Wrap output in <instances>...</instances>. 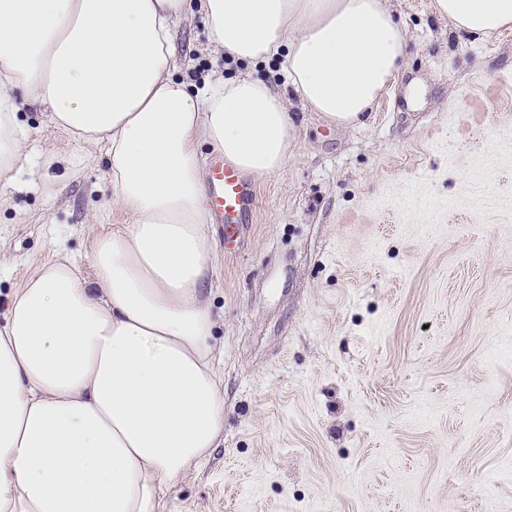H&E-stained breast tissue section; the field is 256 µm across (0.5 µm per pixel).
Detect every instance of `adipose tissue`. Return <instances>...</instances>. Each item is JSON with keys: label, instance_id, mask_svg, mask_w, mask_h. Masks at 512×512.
<instances>
[{"label": "adipose tissue", "instance_id": "adipose-tissue-1", "mask_svg": "<svg viewBox=\"0 0 512 512\" xmlns=\"http://www.w3.org/2000/svg\"><path fill=\"white\" fill-rule=\"evenodd\" d=\"M216 49L284 55L304 109L355 124L395 81L407 37L390 0H198ZM189 0H0V184L26 142L12 90L73 139L108 146L111 203L133 217L94 240L92 278L67 253L0 319V512H160L163 489L224 430L213 251L198 147L254 178L283 170L285 97L246 76L189 91L173 28ZM452 28H512V0H432Z\"/></svg>", "mask_w": 512, "mask_h": 512}]
</instances>
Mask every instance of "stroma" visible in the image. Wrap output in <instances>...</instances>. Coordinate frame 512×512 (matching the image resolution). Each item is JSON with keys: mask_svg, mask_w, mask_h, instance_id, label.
I'll use <instances>...</instances> for the list:
<instances>
[{"mask_svg": "<svg viewBox=\"0 0 512 512\" xmlns=\"http://www.w3.org/2000/svg\"><path fill=\"white\" fill-rule=\"evenodd\" d=\"M391 3L402 74L344 128L301 108L282 57L224 56L193 7L175 27V79L264 80L292 126L239 244L207 226L224 431L162 512H512V30L475 40L431 0ZM19 118L0 316L57 252L91 276L93 239L130 221L105 146L39 103Z\"/></svg>", "mask_w": 512, "mask_h": 512, "instance_id": "stroma-1", "label": "stroma"}]
</instances>
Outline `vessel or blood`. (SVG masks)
<instances>
[{"mask_svg":"<svg viewBox=\"0 0 512 512\" xmlns=\"http://www.w3.org/2000/svg\"><path fill=\"white\" fill-rule=\"evenodd\" d=\"M253 200L241 172L224 160H215L211 168L208 203L224 224L239 225Z\"/></svg>","mask_w":512,"mask_h":512,"instance_id":"1","label":"vessel or blood"}]
</instances>
